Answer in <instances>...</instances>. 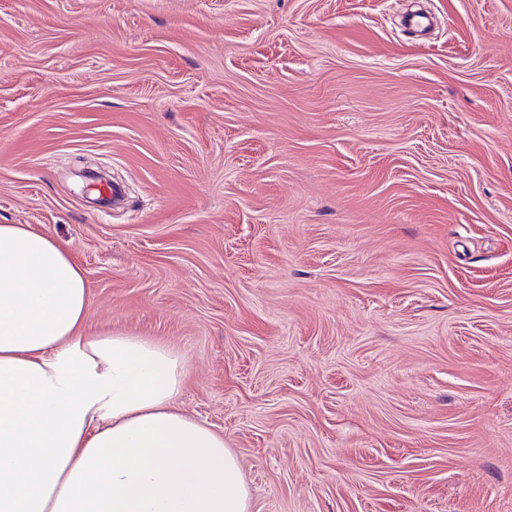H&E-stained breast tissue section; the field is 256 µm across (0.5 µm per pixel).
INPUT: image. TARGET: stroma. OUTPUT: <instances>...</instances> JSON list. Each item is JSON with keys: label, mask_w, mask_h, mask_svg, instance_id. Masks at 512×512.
Returning a JSON list of instances; mask_svg holds the SVG:
<instances>
[{"label": "stroma", "mask_w": 512, "mask_h": 512, "mask_svg": "<svg viewBox=\"0 0 512 512\" xmlns=\"http://www.w3.org/2000/svg\"><path fill=\"white\" fill-rule=\"evenodd\" d=\"M0 224L251 512H512V0H0Z\"/></svg>", "instance_id": "obj_1"}]
</instances>
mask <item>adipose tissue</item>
Instances as JSON below:
<instances>
[{
  "label": "adipose tissue",
  "instance_id": "obj_1",
  "mask_svg": "<svg viewBox=\"0 0 512 512\" xmlns=\"http://www.w3.org/2000/svg\"><path fill=\"white\" fill-rule=\"evenodd\" d=\"M71 253L0 224V512H250L223 435L176 406L161 342L89 333Z\"/></svg>",
  "mask_w": 512,
  "mask_h": 512
}]
</instances>
